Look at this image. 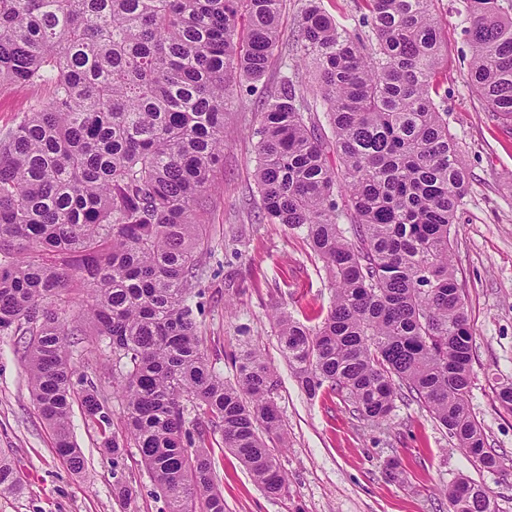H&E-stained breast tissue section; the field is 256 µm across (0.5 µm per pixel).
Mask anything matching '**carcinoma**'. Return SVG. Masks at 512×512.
Wrapping results in <instances>:
<instances>
[{"mask_svg": "<svg viewBox=\"0 0 512 512\" xmlns=\"http://www.w3.org/2000/svg\"><path fill=\"white\" fill-rule=\"evenodd\" d=\"M281 2L0 0V89L51 90L0 134V336H33L30 393L70 469L84 468L71 431L77 399L112 462L138 449L168 512H224L217 435L266 494L286 486L266 445L285 435L274 371L253 350L224 382L193 309L224 112L278 49ZM358 2L364 33L307 0L292 55L311 61L316 86L297 69L282 74L255 131L264 215L305 234L334 287L315 329L275 313L282 351L309 395L325 387L354 416L380 422L405 391L456 447L504 473L507 458L469 406L472 334L450 230L470 177L435 100L436 0ZM463 12L470 84L512 130V17L499 0H463ZM318 99L330 139L312 117ZM78 289L90 300L75 314ZM77 320L112 354L121 437L106 433L105 388L84 375L74 394L67 336ZM190 408L202 416L187 421ZM23 490L0 449V496ZM112 495L128 505L137 490L118 479ZM448 502L451 512H498L489 490L464 479Z\"/></svg>", "mask_w": 512, "mask_h": 512, "instance_id": "carcinoma-1", "label": "carcinoma"}]
</instances>
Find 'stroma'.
Listing matches in <instances>:
<instances>
[{
  "instance_id": "stroma-1",
  "label": "stroma",
  "mask_w": 512,
  "mask_h": 512,
  "mask_svg": "<svg viewBox=\"0 0 512 512\" xmlns=\"http://www.w3.org/2000/svg\"><path fill=\"white\" fill-rule=\"evenodd\" d=\"M461 8V0L437 3L448 42L438 74L439 102L470 172V190L451 229L473 336L469 403L489 446L512 460V415L496 399L499 387L512 382V131L498 125L469 85L471 50ZM47 95L43 86L0 91V131ZM260 108L259 95L241 93L224 115V159L205 195L206 272L195 316L209 362L226 382L235 381L236 361L252 348L274 370V398L288 436L271 446L288 488L267 496L221 441H214L224 512H448L446 490L462 478L491 490L499 512H512V476L488 472L455 448L421 404L397 402L378 425L352 416L340 397L308 396L289 369L273 311L314 327L326 317L334 291L303 234L268 223L262 214L253 135ZM92 332L86 322L71 331L73 361L78 373L108 388L112 357L91 346ZM23 346L19 337L0 338V448L9 451L25 483L22 495L0 496V512H164L136 448H127L116 462L103 455L101 432L81 409H74L71 428L86 459L84 470L73 473L57 455L30 395ZM393 457L401 471L395 480L385 471ZM118 478L139 488L130 506L112 496Z\"/></svg>"
}]
</instances>
